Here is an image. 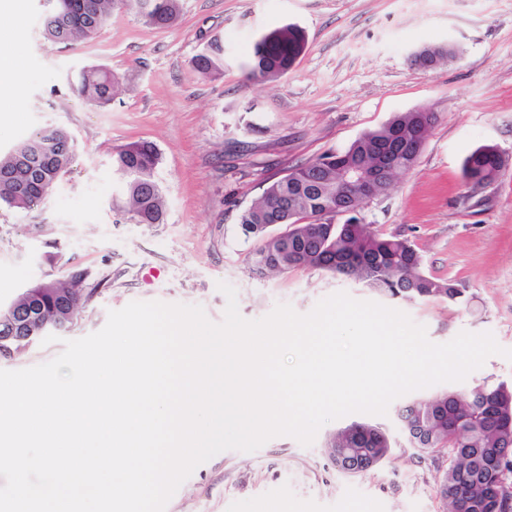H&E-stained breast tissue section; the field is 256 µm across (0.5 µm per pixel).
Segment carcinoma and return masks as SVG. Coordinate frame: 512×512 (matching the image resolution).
<instances>
[{
    "instance_id": "carcinoma-1",
    "label": "carcinoma",
    "mask_w": 512,
    "mask_h": 512,
    "mask_svg": "<svg viewBox=\"0 0 512 512\" xmlns=\"http://www.w3.org/2000/svg\"><path fill=\"white\" fill-rule=\"evenodd\" d=\"M46 4L43 36L64 46L95 37L117 9L132 10L156 28L173 25L181 15V0H46ZM301 50L299 31L275 29L251 46L248 76L275 82ZM420 52L431 64L454 57V51L443 46H426ZM191 66L205 78L223 75L221 38L207 41ZM72 90L90 103L105 105L115 96L116 81L107 69L85 67ZM433 123L430 112H400L361 134L345 150L325 153L267 183L238 215L242 235L257 243L245 255L250 271L269 275L305 268L351 278L387 301L468 304L457 281L425 269L422 255L409 239L385 236L362 219L336 210L346 202L360 211L368 197L388 195L396 178L416 163ZM75 157L74 138L59 126L40 130L0 153V171L12 169L20 181L36 182L28 190L0 181V205L34 209L71 172ZM161 163V153L148 141L131 142L113 152L112 168L121 177L113 207L121 215L138 224L163 223L165 197L156 178ZM366 166L380 171L369 195L351 181ZM507 166L508 159L496 147L482 145L464 158L462 177L477 189L494 182ZM275 224L285 231L272 234ZM89 278V271L81 268L75 280L56 278L51 288L29 285L10 303L27 295L42 309V322L53 326L65 320L76 328L99 287L89 285ZM398 418L417 457L448 450L451 461L435 492L452 512H512V494L504 492V483L512 480V383L484 380L462 390L416 398L398 410ZM392 448L388 431L371 422L353 421L326 439L330 465L351 477L380 467Z\"/></svg>"
}]
</instances>
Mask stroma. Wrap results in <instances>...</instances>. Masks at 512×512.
<instances>
[{
  "instance_id": "obj_1",
  "label": "stroma",
  "mask_w": 512,
  "mask_h": 512,
  "mask_svg": "<svg viewBox=\"0 0 512 512\" xmlns=\"http://www.w3.org/2000/svg\"><path fill=\"white\" fill-rule=\"evenodd\" d=\"M43 19V0L0 16V30L16 34L9 47L25 79L23 98L4 105L14 118L0 124V151L62 126L75 138L76 159L35 209L0 207L1 299L70 266L86 268L102 285L79 338L135 300L196 304L221 322V282L236 289L249 320L282 303L306 314L337 292L371 299L354 280L310 269L253 276L245 255L254 243L238 214L265 182L344 150L396 113L424 110L435 121L414 167L365 205L362 221L407 237L432 274L466 288L464 307L398 303L432 342L489 332L512 350V166L477 191L461 177L463 158L478 146L512 159V0H182L169 28L122 10L94 39L66 48L43 38ZM287 24L305 37L293 67L273 83L248 80V47ZM215 36L224 42V74L214 80L190 61ZM427 45L453 46L457 56L433 69L412 66L411 54ZM88 64L116 77L110 105L72 92V77ZM138 139L163 157L160 224L112 209L120 186L112 153ZM380 422L397 446L367 475L345 476L327 461L325 441L345 424L339 418L308 447L278 436L252 453L217 454L165 512H446L435 484L447 457L415 458L393 414Z\"/></svg>"
}]
</instances>
